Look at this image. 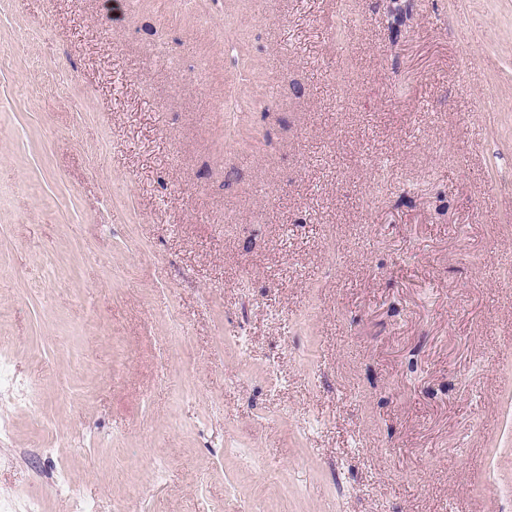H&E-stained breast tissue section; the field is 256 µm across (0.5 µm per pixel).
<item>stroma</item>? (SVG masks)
<instances>
[{"label":"stroma","mask_w":512,"mask_h":512,"mask_svg":"<svg viewBox=\"0 0 512 512\" xmlns=\"http://www.w3.org/2000/svg\"><path fill=\"white\" fill-rule=\"evenodd\" d=\"M0 350L14 512H512V0H0Z\"/></svg>","instance_id":"35a3bbf8"}]
</instances>
